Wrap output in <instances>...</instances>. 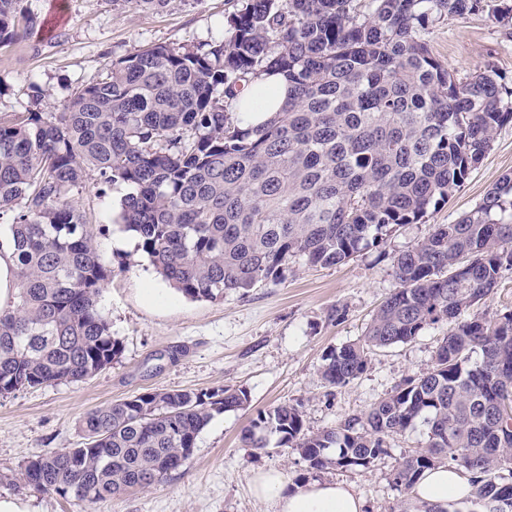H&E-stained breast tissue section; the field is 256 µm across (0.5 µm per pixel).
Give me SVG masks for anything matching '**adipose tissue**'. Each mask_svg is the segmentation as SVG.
<instances>
[{"label": "adipose tissue", "instance_id": "ef3b65f1", "mask_svg": "<svg viewBox=\"0 0 512 512\" xmlns=\"http://www.w3.org/2000/svg\"><path fill=\"white\" fill-rule=\"evenodd\" d=\"M287 80L280 75H265L256 85L246 87L237 99L249 125L256 126L276 111L288 98ZM473 484L453 466H438L426 471L413 489L415 497L433 505L470 498ZM257 498L274 503L276 512H364V503L348 487L333 481L313 480L291 484L278 470L263 473L254 482Z\"/></svg>", "mask_w": 512, "mask_h": 512}]
</instances>
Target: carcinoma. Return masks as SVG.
Instances as JSON below:
<instances>
[{
  "label": "carcinoma",
  "instance_id": "carcinoma-1",
  "mask_svg": "<svg viewBox=\"0 0 512 512\" xmlns=\"http://www.w3.org/2000/svg\"><path fill=\"white\" fill-rule=\"evenodd\" d=\"M22 2L0 0V46L35 28ZM485 10L507 18L494 0H243L220 40L143 47L53 111L0 118V220L16 256L0 396L83 381L120 358L99 305L112 268L70 199L94 173L131 188L125 229L191 300L246 293L297 256L343 263L448 201L512 107L493 71L456 81L423 34L442 15ZM270 72L288 80V100L249 126L237 95ZM393 267L396 288L360 340L326 353L322 379L343 386L373 351L446 324L431 367L319 433L294 405L259 410L243 445L275 436L312 469H366L420 424L425 444L393 470L395 487L448 462L474 479L467 503L512 499V312L468 313L512 268V176ZM245 402L224 388L140 393L88 412L82 446L34 455L12 481L87 505L150 488L215 415Z\"/></svg>",
  "mask_w": 512,
  "mask_h": 512
}]
</instances>
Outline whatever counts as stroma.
I'll return each mask as SVG.
<instances>
[{
	"mask_svg": "<svg viewBox=\"0 0 512 512\" xmlns=\"http://www.w3.org/2000/svg\"><path fill=\"white\" fill-rule=\"evenodd\" d=\"M37 19L26 38L0 47V116L31 109V85L42 109L66 101L76 86L101 78L113 59L152 44L193 46L224 36V23L241 0H25ZM423 37L433 56L462 81L495 71L512 90V22L488 13L442 16ZM512 175V121L502 125L482 162L450 200L429 208L420 223L397 227L383 244L334 266L293 259L283 279L220 301H192L177 293L124 231L122 183L101 188L90 177L74 199L112 277L100 307L122 345L117 362L82 382H64L0 396V498L16 497L31 512H274L252 491L256 476L284 471L290 482H341L359 495L364 512H403L414 496L395 489L390 473L424 445V427L387 441L367 469L308 470L298 452L269 446L254 451L240 436L256 412L286 402L297 406L308 431L335 427L369 410L403 379L430 368L445 333L439 325L413 340L371 354L366 371L339 387L321 378L325 354L359 340L396 286L393 259L416 248L434 225L453 223L482 203L504 175ZM155 289L147 298L146 289ZM246 392L243 407L214 416L193 453L165 481L91 506L4 482L31 456L83 441L80 419L91 410L163 389Z\"/></svg>",
	"mask_w": 512,
	"mask_h": 512,
	"instance_id": "35a3bbf8",
	"label": "stroma"
}]
</instances>
